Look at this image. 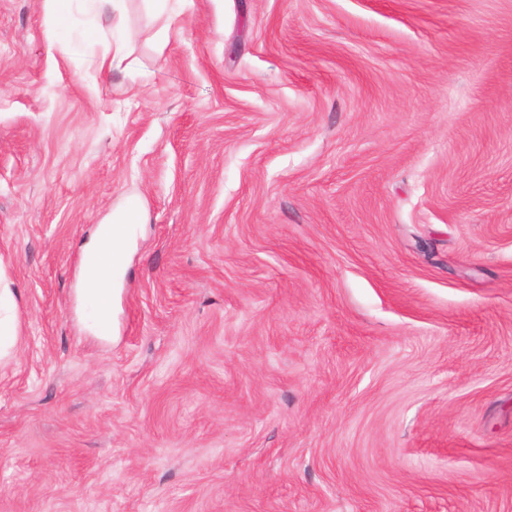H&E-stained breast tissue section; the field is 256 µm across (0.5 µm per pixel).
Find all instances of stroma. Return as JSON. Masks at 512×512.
<instances>
[{
	"label": "stroma",
	"instance_id": "1",
	"mask_svg": "<svg viewBox=\"0 0 512 512\" xmlns=\"http://www.w3.org/2000/svg\"><path fill=\"white\" fill-rule=\"evenodd\" d=\"M93 21L0 0V512H512V0ZM75 0H45V9L53 32L60 36L70 24V4ZM87 2L89 10L98 18L111 15V21L105 34L108 49L98 58L101 71L119 68L128 58L131 37L126 23L125 0H80ZM107 231H102L96 245L89 253L86 261H93L99 259L100 268L104 271L105 275L110 277V268L107 258L111 253L117 252V243L124 231L122 227H113L112 224L107 225ZM83 279L87 284L90 299L92 301L91 308L94 314H103L107 305V301L112 295V288H100L93 283L100 281L99 267L94 264L86 263L82 270Z\"/></svg>",
	"mask_w": 512,
	"mask_h": 512
}]
</instances>
